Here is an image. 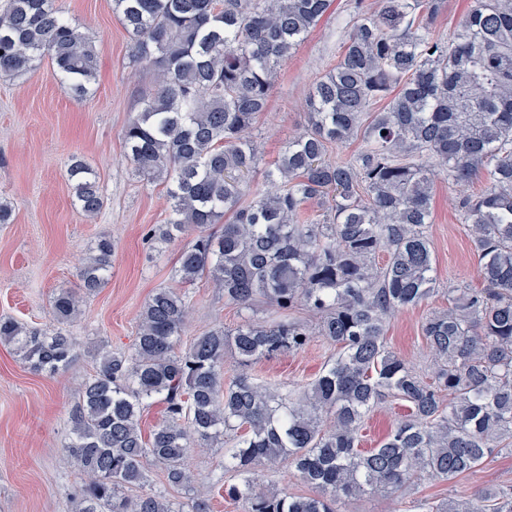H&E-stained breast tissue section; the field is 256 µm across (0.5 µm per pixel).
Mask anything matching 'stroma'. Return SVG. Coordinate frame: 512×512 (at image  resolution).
<instances>
[{"label": "stroma", "mask_w": 512, "mask_h": 512, "mask_svg": "<svg viewBox=\"0 0 512 512\" xmlns=\"http://www.w3.org/2000/svg\"><path fill=\"white\" fill-rule=\"evenodd\" d=\"M355 0H332L331 7L296 53L279 68L267 112L261 113L257 150L274 160L288 134L304 128L302 103L313 82L333 68L341 52V35L351 27ZM63 15L91 36L97 46L93 94L71 99L61 88L50 60L36 61L21 75L0 74V201L13 211L0 224V315L25 326L56 329L54 295L78 289L79 268L100 235L110 236L115 251L106 284L84 297L69 329L80 343L79 356L60 375L32 371L15 347L0 343V512H73L72 497L81 482L63 447L70 433V410L81 385L94 374L98 346L127 350L138 329L145 301L160 288L189 295L191 311L183 329L190 340L217 328L231 329L251 319L277 318L274 306L257 301L245 310L228 302L222 290L200 280L179 282L174 276L183 240L147 239L150 227L165 223L170 209L167 185L140 181L124 147V129L141 110L140 92L147 74L130 62L132 42L112 11V0H56ZM95 172L107 203L95 216L74 202L67 168L71 158ZM456 191L445 177L434 181L433 222L427 229L434 253L438 289L420 306L396 313L385 342L413 369L427 372L431 357L422 325L448 306V291L479 286L477 258L469 231L456 207ZM334 348L313 337L302 351L253 361V379L277 384L296 395L321 372ZM407 413L404 402L389 397L370 413L362 449L376 447ZM189 488L167 483L153 467L150 488L190 512L194 498L211 495L212 512H244L241 502L224 497V485L237 481L224 468V451L215 447L192 453ZM512 486V454L489 458L476 472L449 482L417 476L391 496L363 495L337 503L338 512H396L424 501L477 499L481 489Z\"/></svg>", "instance_id": "35a3bbf8"}]
</instances>
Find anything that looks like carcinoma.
Instances as JSON below:
<instances>
[{
  "label": "carcinoma",
  "instance_id": "1",
  "mask_svg": "<svg viewBox=\"0 0 512 512\" xmlns=\"http://www.w3.org/2000/svg\"><path fill=\"white\" fill-rule=\"evenodd\" d=\"M330 2L112 0L133 42L132 64L154 77L124 131L135 175L168 184L169 217L150 239L199 230L180 251L181 281L206 279L242 308L258 300L283 312L303 307L337 351L290 399L245 368L305 348L306 325L246 320L184 345L189 297L158 289L132 346L99 350L98 370L70 410L64 451L84 474L77 512H180L158 493L130 498L123 488L150 482L149 460L169 484L190 483L191 452L224 444L226 433L240 481L224 495L246 512H337L343 498L391 495L421 474L447 482L512 452V0H472L447 39L434 30L444 0H380L375 9L355 0L336 67L309 90L307 127L263 167L256 119L281 62ZM45 57L69 96L91 94L93 40L55 0H8L0 73L23 74ZM358 138L359 153L328 159ZM257 171L261 186L251 181ZM67 175L81 211L100 213L105 196L86 163L72 160ZM438 175L457 187L485 181L459 200L483 287L449 290L448 309L426 319L430 383L384 336L394 312L436 291L427 225ZM213 224L221 229L205 231ZM112 251L100 236L79 270L81 292L62 288L53 298L58 322L103 287ZM0 342L36 372L63 373L78 356L65 330L33 331L8 316ZM228 348L243 371L226 384ZM387 394L409 414L363 452L364 418ZM156 398L166 417L146 435L142 412ZM285 461L315 495L255 492L253 476ZM480 499V509L448 500L420 512H512V488L489 487Z\"/></svg>",
  "mask_w": 512,
  "mask_h": 512
}]
</instances>
